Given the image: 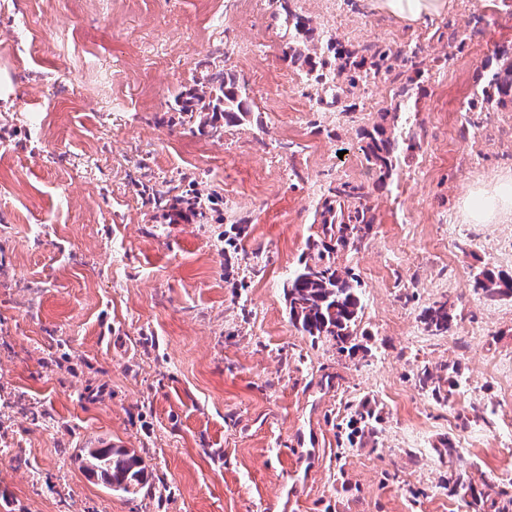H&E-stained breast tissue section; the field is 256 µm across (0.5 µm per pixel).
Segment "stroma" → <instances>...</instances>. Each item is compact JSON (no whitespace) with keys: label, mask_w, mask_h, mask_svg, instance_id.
<instances>
[{"label":"stroma","mask_w":512,"mask_h":512,"mask_svg":"<svg viewBox=\"0 0 512 512\" xmlns=\"http://www.w3.org/2000/svg\"><path fill=\"white\" fill-rule=\"evenodd\" d=\"M262 2L0 0V512H470L452 470L512 499V297L473 286L512 275V222L463 211L512 175V103L458 105L512 52V11L451 0L411 26L373 0H292L350 50L420 44L400 118L417 145L383 178L363 149L392 125V76L319 103ZM206 58L251 103L218 136L173 109ZM340 181L375 216L337 256L363 302L352 354L303 334L283 289ZM161 190L213 202L169 219ZM443 299L464 318L433 336L420 313ZM452 364L472 392L444 402L419 374ZM366 402L381 419L361 442ZM102 434L143 458L147 490L78 468ZM474 288L481 289L489 300L512 296V276L489 269L482 270L475 278Z\"/></svg>","instance_id":"35a3bbf8"}]
</instances>
